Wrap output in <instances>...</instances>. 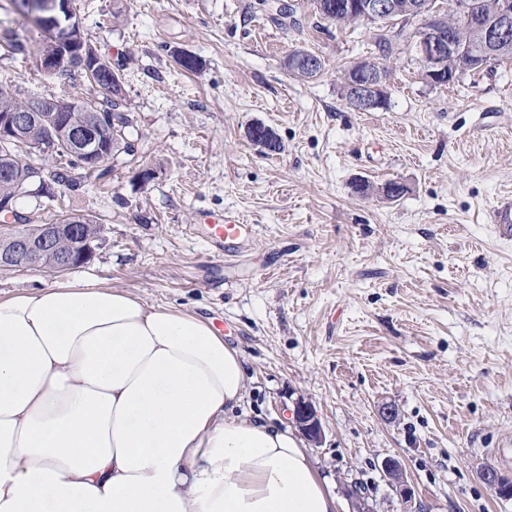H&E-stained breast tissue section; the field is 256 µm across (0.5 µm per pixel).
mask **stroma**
Here are the masks:
<instances>
[{
	"instance_id": "1",
	"label": "stroma",
	"mask_w": 512,
	"mask_h": 512,
	"mask_svg": "<svg viewBox=\"0 0 512 512\" xmlns=\"http://www.w3.org/2000/svg\"><path fill=\"white\" fill-rule=\"evenodd\" d=\"M275 2L72 0L121 67L138 163L103 187L19 199L38 224L97 216L104 242L60 276L0 270V297L97 278L226 325L248 370L240 416L288 423L310 399L324 437L308 451L343 512L355 483L373 512H512L477 475L512 477L492 454L512 436V239L494 229L512 199V61L433 85L410 41L383 51L376 26L328 22L312 0H287L297 23L281 25ZM296 50L321 58L317 76L288 69ZM362 59L389 68L385 109L343 97ZM5 78L30 100L90 93L0 45ZM258 123L278 152L250 141ZM388 181L405 193L383 197ZM224 211L255 227L229 264L203 229ZM387 457L411 501L384 477ZM382 471L392 485L399 487V493L403 500L411 499L412 493L404 477V470L398 460L387 457L382 461Z\"/></svg>"
}]
</instances>
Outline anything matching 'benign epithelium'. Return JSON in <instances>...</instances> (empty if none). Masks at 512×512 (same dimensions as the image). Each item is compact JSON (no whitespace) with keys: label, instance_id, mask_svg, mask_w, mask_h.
<instances>
[{"label":"benign epithelium","instance_id":"1","mask_svg":"<svg viewBox=\"0 0 512 512\" xmlns=\"http://www.w3.org/2000/svg\"><path fill=\"white\" fill-rule=\"evenodd\" d=\"M452 18H447V15ZM445 13L436 0H409L402 5L398 0H347L343 15L365 21L377 22L390 28L405 27L416 21L413 43L423 63L424 76L428 82L442 85L456 78V73L448 71V57H456L459 50L452 33L454 25H469L475 30L481 41L479 64L485 66L495 54L509 41L512 33V3L503 0L498 6L496 16L486 20L478 11L472 0H453L451 13ZM40 21L44 28L56 31L79 25L72 0H43ZM41 68L48 74L60 72L67 67L81 70L88 76L98 70V64L88 57L71 54V47L61 40L57 41V51L51 56L40 58ZM319 57L307 51H295L288 56V68L305 67L315 71ZM386 68L375 60H363L355 63L350 70L348 81L347 104L358 112H372L386 106ZM69 101L62 98H42L36 100L31 108L23 112H12L0 117V163H7L12 158L15 146L27 143L29 128L40 120L53 129L65 141L69 152L85 159L86 166L98 167L107 160L108 154L100 147L102 134L96 111L85 108L86 119L81 123L62 120L68 113ZM36 171H31L26 180L17 184L23 196L35 192L45 195L55 191L53 182L41 179L38 186H33L31 178ZM81 223V219L72 218L66 224L49 222L39 225L36 235H18L12 238V248L0 252V267L23 268L45 258V268L52 272H64L74 267L89 263L94 257L96 246L88 243L80 250H60L59 239L63 232ZM294 420L302 434L316 444L323 440V427L317 410L312 402L300 399L294 407ZM382 471L391 484L399 487L402 499L412 498L410 487L404 477V470L398 460L387 457L382 461ZM479 478L499 498H512V479L497 470L484 467L478 472Z\"/></svg>","mask_w":512,"mask_h":512}]
</instances>
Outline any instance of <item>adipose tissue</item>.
I'll return each mask as SVG.
<instances>
[{
    "instance_id": "1",
    "label": "adipose tissue",
    "mask_w": 512,
    "mask_h": 512,
    "mask_svg": "<svg viewBox=\"0 0 512 512\" xmlns=\"http://www.w3.org/2000/svg\"><path fill=\"white\" fill-rule=\"evenodd\" d=\"M210 320L90 279L0 298V512H340L289 427L235 415Z\"/></svg>"
}]
</instances>
